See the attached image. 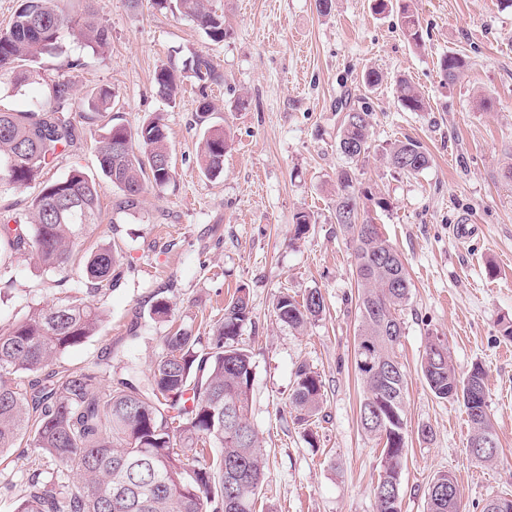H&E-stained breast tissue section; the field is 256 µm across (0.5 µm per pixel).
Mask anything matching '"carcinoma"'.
Returning a JSON list of instances; mask_svg holds the SVG:
<instances>
[{
    "mask_svg": "<svg viewBox=\"0 0 512 512\" xmlns=\"http://www.w3.org/2000/svg\"><path fill=\"white\" fill-rule=\"evenodd\" d=\"M83 14L60 7V0H21L10 25L0 30V80L19 87L29 68L45 57L65 53L64 32L86 47L103 53L109 47L108 28L85 0ZM153 5L191 20L213 42L229 36L224 17L206 7V0H152ZM402 33L420 48L419 16L400 6ZM452 83L463 73L465 61L445 55L439 61ZM184 73L202 88L223 80L207 57L195 53ZM157 94L176 103L183 79L166 65L156 69ZM398 100L409 112L426 109L421 92L409 81H397ZM116 95L100 90L92 107L105 112ZM82 111L71 84L57 80L49 96L34 109H0V188H27L39 182L30 226L0 211V246L33 253L47 271H60L71 262L78 240L89 224L98 223L99 185L78 168L60 180L39 181L44 170L73 147L80 137L76 114ZM371 111L347 109L339 128L338 147L354 163L370 148ZM228 147L224 129L210 127L200 151L201 169L215 176L224 169ZM99 168L121 191L119 212L140 204L148 186H164L173 178L165 124L160 116L136 129L113 124L96 142ZM387 163L415 175L430 163L420 142L407 138L393 144ZM387 207L384 198L361 187L352 167L336 174L334 219L350 234L352 272L358 293L359 329L354 363L363 385L360 423L383 440V472L375 487L376 512H401L400 478L406 456L405 418L407 373L399 365L396 347L403 336L398 311L410 299L411 282L405 264L388 239L372 234L369 206ZM117 251L102 246L87 261V277L110 287ZM49 307H35L7 328H0V458L24 442L36 448L56 469V475L31 477L13 512H255L264 479V453L248 423L253 378L250 351L240 346L242 327L251 321L244 289L224 306V316L211 329L204 349L200 337L179 328L164 337L166 353L148 376L140 377L134 357L123 360L120 372L104 386L98 375L83 370L53 368L66 351L95 335L104 314L78 297L80 289ZM323 310L319 291L303 302L283 295L275 305L277 318L301 328ZM439 336L427 338L421 373L440 399L461 403L472 426L468 445L499 438L492 423L485 372L474 363L459 374L452 359L434 353ZM322 384L301 364L290 398L306 420L317 415ZM427 512H462V491L455 486L448 498V474L436 475L426 493Z\"/></svg>",
    "mask_w": 512,
    "mask_h": 512,
    "instance_id": "carcinoma-1",
    "label": "carcinoma"
}]
</instances>
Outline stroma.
Returning <instances> with one entry per match:
<instances>
[{
    "mask_svg": "<svg viewBox=\"0 0 512 512\" xmlns=\"http://www.w3.org/2000/svg\"><path fill=\"white\" fill-rule=\"evenodd\" d=\"M385 13L373 0H332L329 13L315 0H208L231 31L221 43L197 25L150 7L148 0H95L111 34L105 53L65 36L67 53L42 60L39 77L14 89L0 82V108L26 111L65 79L77 100L103 88L117 104L85 111L79 145L46 171L64 178L82 168L99 185L103 221L86 226L79 259L61 272L35 257L15 258L0 273V326L31 307L56 302L62 289L84 290L105 321L95 336L65 354L60 365L104 375L107 363L135 356L150 370L164 353L170 323L207 337L236 289H246L252 321L240 343L252 353L248 421L265 450L261 490L265 512H375L373 489L382 473L381 445L360 423L363 384L355 369L357 285L349 235L333 215L336 173L348 167L338 148L341 101L373 113L371 147L357 164L365 187L385 197L370 216L402 255L411 294L401 312L397 356L408 373L407 455L401 475V512H426L427 488L451 474L463 492L464 512H482L493 496L512 495V0H414L424 46L403 36L397 6ZM209 57L223 80L200 89L185 79L175 105L160 99L154 72L183 69L194 53ZM462 56V77L448 82L440 57ZM382 73L368 86V70ZM407 78L425 95L423 112L404 110L396 81ZM215 106L213 121L230 147L219 176H205L198 158L207 129L201 99ZM162 115L174 167L170 183L148 188L137 210L116 212L118 188L102 175L95 153L104 128H135ZM430 155L426 169L400 174L385 161L404 138ZM314 216L303 236L294 217ZM468 227L457 238V225ZM109 245L121 255L112 289L91 292L83 253ZM319 290L324 310L302 329L280 322V293L303 299ZM172 322L151 319L156 294ZM144 340L130 344L132 321ZM447 338L464 373L482 364L499 452L493 463L472 461L464 407L436 398L420 372L428 336ZM306 364L322 381L321 411L300 421L289 406L295 370ZM431 429L429 439L419 428ZM36 449L18 445L0 465V512H11L34 471H50Z\"/></svg>",
    "mask_w": 512,
    "mask_h": 512,
    "instance_id": "1",
    "label": "stroma"
}]
</instances>
